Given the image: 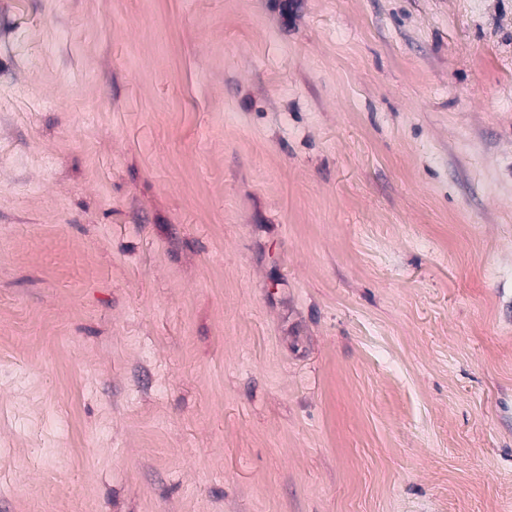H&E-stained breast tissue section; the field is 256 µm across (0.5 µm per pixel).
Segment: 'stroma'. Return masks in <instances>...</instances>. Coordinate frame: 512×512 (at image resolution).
Returning <instances> with one entry per match:
<instances>
[{
	"label": "stroma",
	"mask_w": 512,
	"mask_h": 512,
	"mask_svg": "<svg viewBox=\"0 0 512 512\" xmlns=\"http://www.w3.org/2000/svg\"><path fill=\"white\" fill-rule=\"evenodd\" d=\"M0 512H512V0H0Z\"/></svg>",
	"instance_id": "1"
}]
</instances>
